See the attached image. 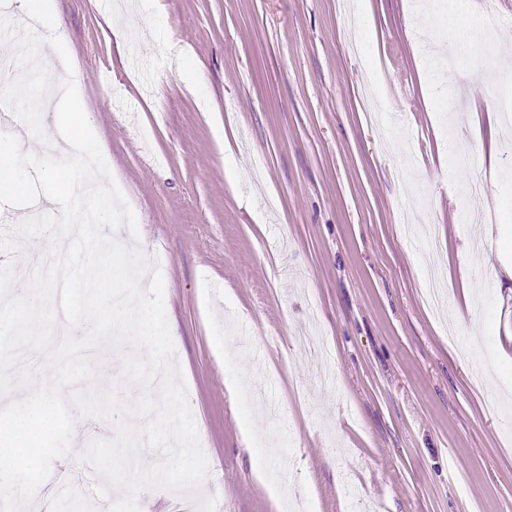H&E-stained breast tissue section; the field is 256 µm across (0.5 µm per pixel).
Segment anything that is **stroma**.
<instances>
[{"instance_id":"1","label":"stroma","mask_w":512,"mask_h":512,"mask_svg":"<svg viewBox=\"0 0 512 512\" xmlns=\"http://www.w3.org/2000/svg\"><path fill=\"white\" fill-rule=\"evenodd\" d=\"M113 2L54 0L57 30L216 512H512V0ZM71 415L75 471L116 425Z\"/></svg>"}]
</instances>
